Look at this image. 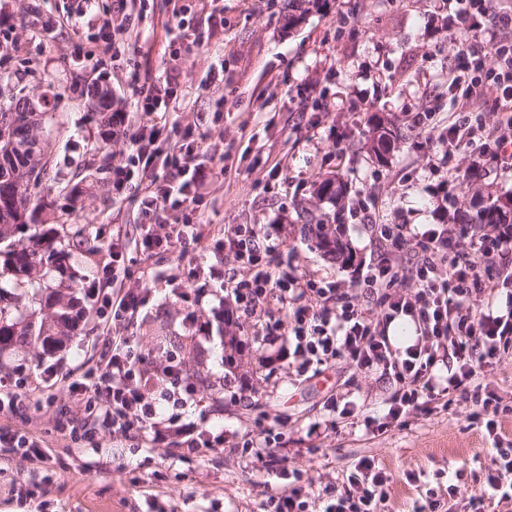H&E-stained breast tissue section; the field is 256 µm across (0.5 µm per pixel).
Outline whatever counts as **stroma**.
<instances>
[{"mask_svg":"<svg viewBox=\"0 0 512 512\" xmlns=\"http://www.w3.org/2000/svg\"><path fill=\"white\" fill-rule=\"evenodd\" d=\"M283 0H0V95L13 86L53 98L59 131L48 137L52 168L66 189L52 192L42 217L51 224H86L97 252L69 262L79 275L70 296L81 317L50 352L18 346L0 355V376L19 394L11 426L42 439L49 463L0 451V512H270L269 498L285 488L308 495L314 512L345 491L346 474L372 460L388 479L381 512H512V497L484 492L498 443L512 442V358L485 379L499 406L498 432L471 419L474 406L455 399L449 409L386 416L394 381L354 373L339 363L298 375L279 346L264 345L249 327L228 324L220 282H182L173 295L166 279L184 265L216 263L225 230L255 225L259 240L276 248L273 274H304L336 282L356 303L366 301L363 277L377 258L365 205L381 224H470L489 197L512 191V166L493 155L481 178L463 189L431 170L439 129L416 131L417 112L447 119L458 104L448 71L460 45L448 18L455 0H320L294 28L281 19ZM220 19L210 20L213 8ZM196 29L200 43L172 55L166 28L174 18ZM166 110L143 112L127 79L139 72L165 87ZM109 89L124 122L109 159L94 150L101 139L92 87ZM188 115L203 136L209 166L205 199L195 214L196 243L144 260L137 198L139 181L112 188V167L123 161L142 129L172 126ZM396 139L384 159L366 144L375 121ZM341 176L349 195L342 231L355 260L340 266L323 257L300 231L302 211L321 214L330 204L316 186ZM121 234L124 288H144L148 304L131 322L103 330L96 297L87 288L111 263L113 234ZM151 276H143L144 267ZM209 333L188 341L190 318ZM113 336L134 339L148 363L179 355L196 374L195 401L184 413L215 435L217 448H183L177 436L161 444L112 434L92 422L70 396L68 382L94 369ZM347 413L327 410L329 400ZM382 422L367 429L365 419ZM70 420L74 433L54 426ZM270 432L277 469L258 460L247 439Z\"/></svg>","mask_w":512,"mask_h":512,"instance_id":"1","label":"stroma"}]
</instances>
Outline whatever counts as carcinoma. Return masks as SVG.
<instances>
[{"mask_svg":"<svg viewBox=\"0 0 512 512\" xmlns=\"http://www.w3.org/2000/svg\"><path fill=\"white\" fill-rule=\"evenodd\" d=\"M318 0H288L282 16L283 25L295 26L311 9L317 7ZM97 98L101 122L104 127L98 151L108 153L114 134V113L112 97L105 90L93 91ZM22 97L12 95L8 102L0 104V355L17 344H30L46 351L56 342L57 337L65 336L72 328L71 305L57 295L47 301L51 309L47 317L32 311L22 317L14 313L12 306L4 303V285L14 288H47L48 283L35 284L38 274H47L62 267L65 259L71 256L70 241L89 245L88 251L96 246L91 244L86 225H61V230L46 227L39 218L46 209L44 196L36 192L39 187L50 182L49 164L43 165L42 176L30 182L25 175L31 172L28 162L31 153L41 155L47 152L45 132L53 114L48 112L49 101H44L41 119L32 125H19L16 109ZM390 129L378 121L373 125L370 138V151L378 160L384 159L391 148ZM318 196L337 206L345 193V184L338 177L326 178L317 187ZM478 224H512V194H503L489 203L477 214ZM30 231V244H15L16 233ZM302 229L311 236L324 257L347 266L354 261L350 243L342 236L340 225L329 223V216L320 218L314 224H304Z\"/></svg>","mask_w":512,"mask_h":512,"instance_id":"1","label":"carcinoma"}]
</instances>
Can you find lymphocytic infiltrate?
<instances>
[{
	"mask_svg": "<svg viewBox=\"0 0 512 512\" xmlns=\"http://www.w3.org/2000/svg\"><path fill=\"white\" fill-rule=\"evenodd\" d=\"M456 3L450 23L462 39V49L451 85L460 108L441 134V152L432 162L434 170H446L451 176L457 173L451 165L455 154L466 149L474 159L490 152L512 165V14L497 7L495 0ZM483 85L495 89V105L502 113L490 130L470 104L475 88ZM195 130L189 118H182L174 128L176 146L165 154L135 139L126 161L112 171L118 190L135 175L148 178L140 199L144 253L166 251L195 236L190 218L169 225L161 235L152 230L161 211L193 209L202 195L206 154ZM169 168L179 172V181L164 177ZM374 230L383 255L363 279L374 296L365 309L341 288H316L301 276L273 275V251L259 245L254 227L225 231L215 249L234 261L224 292L236 303V317L261 327L266 344L288 338L299 371L345 361L357 372L392 377L398 388L389 400V417L430 410L432 403L456 392L478 407L487 417L486 429H493L498 409L492 397L483 396L475 378L512 353V311L478 312L468 301L496 291L495 275L480 271L479 263L512 246V225H491L488 233L472 241L469 254L462 252L458 236L444 226L420 234L405 224H378ZM402 281L410 282L411 291H396ZM273 301L285 308L286 323L266 322L267 306ZM401 317L409 318L416 329L415 341L403 349L395 347L389 336L391 323ZM445 362L452 363L454 370L442 380L434 369ZM192 390L177 357L146 366L142 353L126 336L113 338L101 350L95 371L68 385L71 396L84 403L102 428L120 435L148 431L159 443L166 429L175 426L186 435L190 450L203 445L206 435L198 424L183 422L180 414ZM164 402L176 408L165 418L159 413ZM347 481L356 486V493L331 499L324 512H378L387 479L374 471L371 461H361Z\"/></svg>",
	"mask_w": 512,
	"mask_h": 512,
	"instance_id": "f902f5d3",
	"label": "lymphocytic infiltrate"
}]
</instances>
